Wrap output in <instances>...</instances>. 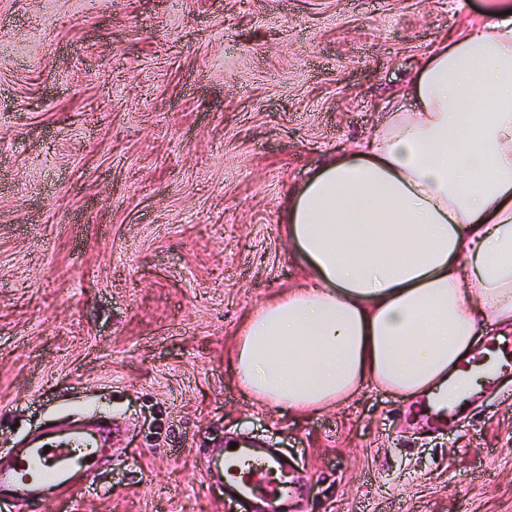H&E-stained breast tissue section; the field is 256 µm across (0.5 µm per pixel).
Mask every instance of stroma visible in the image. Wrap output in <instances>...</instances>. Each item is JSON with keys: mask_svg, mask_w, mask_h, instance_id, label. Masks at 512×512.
<instances>
[{"mask_svg": "<svg viewBox=\"0 0 512 512\" xmlns=\"http://www.w3.org/2000/svg\"><path fill=\"white\" fill-rule=\"evenodd\" d=\"M487 2L0 0V462L112 428L94 472L0 512H239L202 460L242 439L287 454V512H512V382L440 434L370 386L276 411L232 360L305 279L288 194Z\"/></svg>", "mask_w": 512, "mask_h": 512, "instance_id": "stroma-1", "label": "stroma"}]
</instances>
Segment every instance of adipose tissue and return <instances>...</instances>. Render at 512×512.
<instances>
[{"label": "adipose tissue", "instance_id": "ef3b65f1", "mask_svg": "<svg viewBox=\"0 0 512 512\" xmlns=\"http://www.w3.org/2000/svg\"><path fill=\"white\" fill-rule=\"evenodd\" d=\"M358 151L284 207L306 271L240 331L241 383L307 412L376 384L451 382L484 328L512 324V6L441 40Z\"/></svg>", "mask_w": 512, "mask_h": 512}]
</instances>
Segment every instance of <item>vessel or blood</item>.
<instances>
[{"instance_id": "obj_1", "label": "vessel or blood", "mask_w": 512, "mask_h": 512, "mask_svg": "<svg viewBox=\"0 0 512 512\" xmlns=\"http://www.w3.org/2000/svg\"><path fill=\"white\" fill-rule=\"evenodd\" d=\"M490 346L492 354L482 373L493 386L512 369V336L492 337ZM459 389V399L455 402L449 401L444 390L423 400L432 429L448 427L463 401L468 400L469 381H460ZM94 442L93 435L80 429L33 437L25 446L12 451L9 465L0 467V498L35 500L46 486L67 484L72 472L93 464L98 455ZM204 470L217 474V483L225 497L240 512H277L281 502L297 493L289 477L291 466L287 455L254 443H239L225 448L221 455L207 457Z\"/></svg>"}]
</instances>
